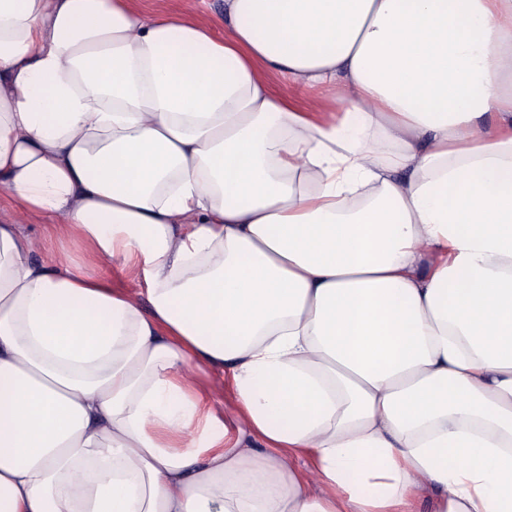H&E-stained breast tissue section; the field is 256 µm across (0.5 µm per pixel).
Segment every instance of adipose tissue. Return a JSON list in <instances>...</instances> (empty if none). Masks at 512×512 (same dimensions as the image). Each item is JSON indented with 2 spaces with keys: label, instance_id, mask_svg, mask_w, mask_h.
<instances>
[{
  "label": "adipose tissue",
  "instance_id": "obj_1",
  "mask_svg": "<svg viewBox=\"0 0 512 512\" xmlns=\"http://www.w3.org/2000/svg\"><path fill=\"white\" fill-rule=\"evenodd\" d=\"M0 188V512H512V0H0ZM149 15L174 13L206 21L217 35L224 34V0H140ZM204 382L213 389L212 407L218 415H223L231 403V389L225 374L208 372L202 375ZM224 390V395H223Z\"/></svg>",
  "mask_w": 512,
  "mask_h": 512
}]
</instances>
